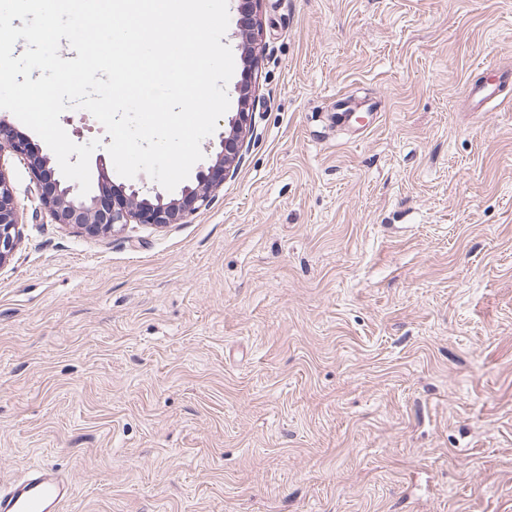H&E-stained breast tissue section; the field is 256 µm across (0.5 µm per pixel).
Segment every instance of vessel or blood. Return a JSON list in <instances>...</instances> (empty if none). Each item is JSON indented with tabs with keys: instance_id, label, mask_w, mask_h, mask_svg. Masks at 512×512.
<instances>
[{
	"instance_id": "vessel-or-blood-1",
	"label": "vessel or blood",
	"mask_w": 512,
	"mask_h": 512,
	"mask_svg": "<svg viewBox=\"0 0 512 512\" xmlns=\"http://www.w3.org/2000/svg\"><path fill=\"white\" fill-rule=\"evenodd\" d=\"M464 102L474 112H489L512 102V68L485 71L483 80L466 85ZM72 495L71 483L52 469L28 473L0 486V512H62Z\"/></svg>"
}]
</instances>
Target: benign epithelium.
I'll return each instance as SVG.
<instances>
[{"mask_svg": "<svg viewBox=\"0 0 512 512\" xmlns=\"http://www.w3.org/2000/svg\"><path fill=\"white\" fill-rule=\"evenodd\" d=\"M247 84L239 89V107L228 120L229 130L219 135V148L208 165L196 173L195 186H185L177 197L157 193L141 194L133 184L114 183L112 179L99 186L98 193L80 195L79 187L61 180L50 167L47 156L35 151L28 138L15 134L0 123V153L9 151L28 160L29 168L46 205L57 224L75 227L89 235H104L131 222L137 224H182L189 215L205 205L210 194L223 187L236 171L243 149L252 135V111ZM22 218L12 186L0 171V265L6 263L15 249Z\"/></svg>", "mask_w": 512, "mask_h": 512, "instance_id": "benign-epithelium-1", "label": "benign epithelium"}]
</instances>
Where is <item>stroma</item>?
Masks as SVG:
<instances>
[{"label":"stroma","instance_id":"35a3bbf8","mask_svg":"<svg viewBox=\"0 0 512 512\" xmlns=\"http://www.w3.org/2000/svg\"><path fill=\"white\" fill-rule=\"evenodd\" d=\"M254 134L182 224L54 223L27 160L0 266V485L65 512H512V0H253ZM373 103L337 126L338 94ZM78 144H111L88 111ZM483 80L468 83L464 103L473 112H491L512 101V68L488 67L482 69ZM71 495L67 479L54 469H42L0 486V512H62Z\"/></svg>","mask_w":512,"mask_h":512}]
</instances>
